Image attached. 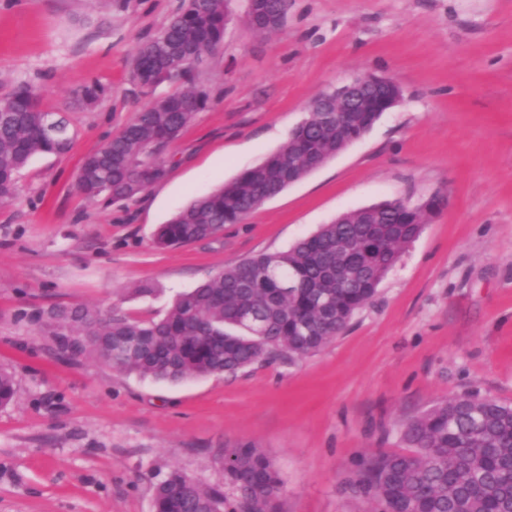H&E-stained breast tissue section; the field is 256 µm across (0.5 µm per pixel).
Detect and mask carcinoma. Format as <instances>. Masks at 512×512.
<instances>
[{
	"instance_id": "1",
	"label": "carcinoma",
	"mask_w": 512,
	"mask_h": 512,
	"mask_svg": "<svg viewBox=\"0 0 512 512\" xmlns=\"http://www.w3.org/2000/svg\"><path fill=\"white\" fill-rule=\"evenodd\" d=\"M289 0H248L258 34L279 28ZM231 0H185L129 65L131 82L150 96L134 119L80 166L88 199L130 202L168 170L165 152L209 104L198 81L208 55L224 45ZM173 90L154 94L161 84ZM396 89L367 84L354 112L336 111V89L321 92L286 141L256 165L204 194L156 229L157 246L211 238L361 139L391 105ZM67 121L45 110L27 83L0 96V203L37 154L62 155ZM439 201H385L350 211L290 248L243 258L178 295L159 320L86 306L50 312L58 354L92 356L140 377L179 382L234 375L263 360L303 358L339 336L369 304L403 249L421 233ZM0 369V406L15 396ZM406 453L369 458L357 492L380 512H512V404L465 394L409 419ZM224 485L205 487L178 471L154 485L153 512H282V480L269 457L249 443L224 453Z\"/></svg>"
}]
</instances>
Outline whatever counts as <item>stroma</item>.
I'll list each match as a JSON object with an SVG mask.
<instances>
[{
    "label": "stroma",
    "instance_id": "obj_1",
    "mask_svg": "<svg viewBox=\"0 0 512 512\" xmlns=\"http://www.w3.org/2000/svg\"><path fill=\"white\" fill-rule=\"evenodd\" d=\"M180 0H0V94L30 83L75 137L37 155L0 204V512H152L179 470L224 482L252 443L283 512H376L364 459L402 453L405 421L475 393L512 402V0H290L273 34L236 0L202 79L210 104L169 147L166 178L131 202L89 200L84 157L146 101L128 62ZM401 103L335 158L218 235L173 249L155 228L276 150L320 92L369 74ZM105 88L93 106L76 93ZM440 209L346 330L315 355L179 383L59 359L36 311L118 308L150 320L224 265L287 249L386 200ZM153 294H136L141 282Z\"/></svg>",
    "mask_w": 512,
    "mask_h": 512
}]
</instances>
